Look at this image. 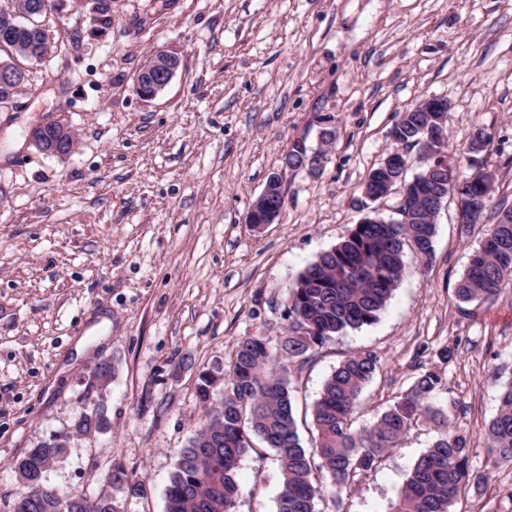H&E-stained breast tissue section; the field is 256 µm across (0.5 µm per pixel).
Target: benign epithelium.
<instances>
[{
	"label": "benign epithelium",
	"instance_id": "obj_1",
	"mask_svg": "<svg viewBox=\"0 0 512 512\" xmlns=\"http://www.w3.org/2000/svg\"><path fill=\"white\" fill-rule=\"evenodd\" d=\"M40 11L35 6H28L25 10L3 16V25L6 28L14 27L25 31L36 32L40 29L37 21ZM180 58L177 53L158 48L146 59L143 71L147 74L148 87L138 91V96L148 101L155 98L171 82L179 68ZM25 72L16 63L15 57L0 60V84L19 86L24 82ZM449 105L437 98H431L423 103L419 111L424 113L420 124L416 125L419 136L414 139L419 147V156L422 162V171L406 180L408 159L402 148L390 152L381 162L378 175L366 182L362 194L364 203L374 201L378 193L388 194L392 191L391 185H401L402 196L396 210L398 218H384L381 216L366 217L361 220L363 224H420L422 215L427 214L436 218L444 203L448 201V183L445 174L453 173L448 155L443 150V141L439 132L445 129L448 118ZM320 147L312 150L299 141L294 148L302 159L300 168L311 173L320 171L327 160V147L335 137L336 118L330 114L319 117ZM29 140L39 151L57 157L68 156L74 147V134L69 125L60 119L41 123L31 129ZM282 168L272 175L266 182L262 192L253 201L248 223L255 226L272 223L282 211L278 200L285 198L284 176L288 168V157H283Z\"/></svg>",
	"mask_w": 512,
	"mask_h": 512
}]
</instances>
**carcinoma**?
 I'll return each mask as SVG.
<instances>
[{
  "mask_svg": "<svg viewBox=\"0 0 512 512\" xmlns=\"http://www.w3.org/2000/svg\"><path fill=\"white\" fill-rule=\"evenodd\" d=\"M21 46L48 45L44 31L11 32ZM477 220L491 206L488 184L479 177L465 185ZM433 224H357L334 247L301 272L288 295V332L272 347L262 336H245L236 345L228 380L210 371L198 375L197 397L208 408L187 445L178 452L166 491L165 512H236V471L253 441L276 451L280 467L277 512H316L324 481L343 487L377 469L388 450L418 424L437 431V439L417 460L399 491L392 512H451L467 485L485 476L472 470V448L449 430L448 411L436 402L441 379L432 371L413 384L376 421L352 428V415L364 388L379 367L373 352L347 354L323 385L313 406L317 445L302 447L293 411L288 364L298 369L324 345L349 328L378 320L406 273L405 248L426 263L434 253ZM512 281V223L485 225L480 247L471 255L455 291L468 304L494 300ZM224 419L214 418L211 398L218 386ZM497 414L487 428L499 458L512 461V375L501 383ZM110 425L104 404L89 406L74 419L71 433L99 434ZM66 445L31 449L13 462L19 483L10 512H120L109 497L92 499L72 489L35 480L57 463ZM112 487L136 494L126 469L112 467Z\"/></svg>",
  "mask_w": 512,
  "mask_h": 512,
  "instance_id": "1",
  "label": "carcinoma"
}]
</instances>
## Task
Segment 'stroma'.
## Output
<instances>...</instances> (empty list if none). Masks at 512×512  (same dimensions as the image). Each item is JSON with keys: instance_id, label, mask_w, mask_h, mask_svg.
I'll list each match as a JSON object with an SVG mask.
<instances>
[{"instance_id": "1", "label": "stroma", "mask_w": 512, "mask_h": 512, "mask_svg": "<svg viewBox=\"0 0 512 512\" xmlns=\"http://www.w3.org/2000/svg\"><path fill=\"white\" fill-rule=\"evenodd\" d=\"M55 0L41 19L48 55L21 60L26 81L0 105V512L18 487L12 463L69 432L83 400L103 398L108 432L73 437L47 485L110 496L121 512H165L176 453L204 414L201 370L228 369L237 342L288 330L298 274L366 217L359 205L393 129L413 105H450L445 131L457 175L492 172L494 202L512 205V0ZM181 65L154 99L135 77L158 48ZM336 117L320 172L289 173L270 224L247 222L252 201L317 120ZM61 114L76 140L64 158L38 151L30 128ZM487 151L469 150L476 128ZM480 232L455 201L436 218L434 257L406 255V275L379 321L347 332L291 377L303 447L311 410L348 354L380 359L353 414L362 428L423 372L465 432L487 483L451 512H497L512 464L486 435L498 375L512 370V284L460 311L454 296ZM117 372L88 389L100 360ZM410 431L375 471L317 500L316 512H392L417 459L435 441ZM122 464L142 491L111 488ZM237 512H276V454L254 443L240 463Z\"/></svg>"}]
</instances>
